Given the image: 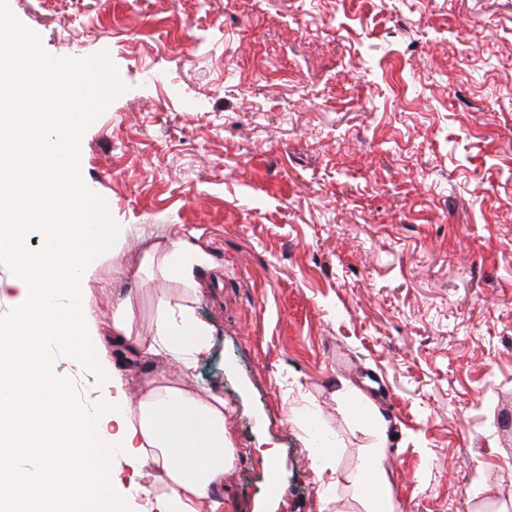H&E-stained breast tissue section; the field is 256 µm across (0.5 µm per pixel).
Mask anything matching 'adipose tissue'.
I'll list each match as a JSON object with an SVG mask.
<instances>
[{
    "mask_svg": "<svg viewBox=\"0 0 512 512\" xmlns=\"http://www.w3.org/2000/svg\"><path fill=\"white\" fill-rule=\"evenodd\" d=\"M24 46L0 61V82L11 84L12 100L26 108L0 113V128L11 131L16 151L27 157L11 180L0 179V197L11 206L0 217V246L14 258L15 274L4 292L14 306V327L0 334V458L21 469L9 479L8 512H44L41 490L50 478L64 489L56 512H83V490L92 482L86 470L75 467L87 452L88 438L113 448L120 467L107 473L112 488L124 480L149 474L164 492L149 500V512H218L224 476L235 465L233 442L224 428V400L187 385L210 349L208 326L198 320L191 301L162 295L153 335H140L128 305L117 304L108 325H100L78 309L101 264L118 243L105 218L90 220L86 191L50 196L45 185L74 175L78 148L72 124L59 122L52 138L37 143L31 132L42 113L35 104L51 98L65 107L61 86L40 83L29 68ZM54 214L55 224L40 249L23 244L24 226ZM147 263L175 277L185 288L196 289L195 270L205 254L191 241L178 238L152 247ZM50 338L70 349L76 364L92 361L105 407L101 412L73 406L67 381L59 378L49 358L35 354V340ZM122 355L151 362H172L173 372L144 378L136 399L123 392L124 380L114 370L111 347ZM65 437H58V429ZM361 492L365 512H396L389 479L380 456L363 462L350 478Z\"/></svg>",
    "mask_w": 512,
    "mask_h": 512,
    "instance_id": "ef3b65f1",
    "label": "adipose tissue"
}]
</instances>
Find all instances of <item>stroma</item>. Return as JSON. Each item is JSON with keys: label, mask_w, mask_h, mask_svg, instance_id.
<instances>
[{"label": "stroma", "mask_w": 512, "mask_h": 512, "mask_svg": "<svg viewBox=\"0 0 512 512\" xmlns=\"http://www.w3.org/2000/svg\"><path fill=\"white\" fill-rule=\"evenodd\" d=\"M0 17L70 98L108 87L75 124L80 182L125 235L91 315L128 300L150 335L160 295L187 290L145 251L182 237L209 258L190 385L227 408L220 512H363L348 478L378 449L398 512L512 505V0H0ZM76 53L101 69L72 74ZM38 348L94 406L91 369Z\"/></svg>", "instance_id": "obj_1"}]
</instances>
